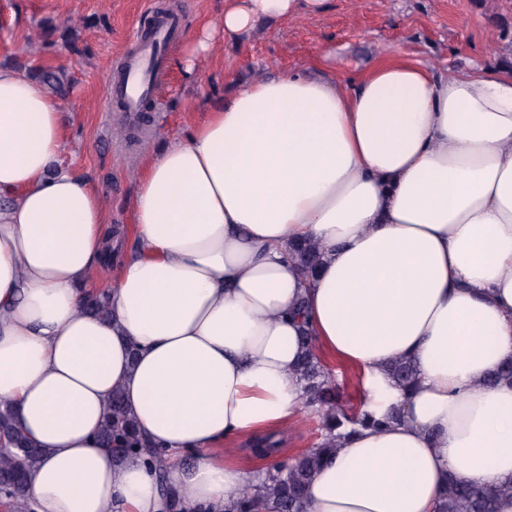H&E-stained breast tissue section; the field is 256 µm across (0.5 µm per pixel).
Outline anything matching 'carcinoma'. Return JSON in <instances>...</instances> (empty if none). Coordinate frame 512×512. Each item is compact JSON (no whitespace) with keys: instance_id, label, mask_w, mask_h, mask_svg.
I'll use <instances>...</instances> for the list:
<instances>
[{"instance_id":"carcinoma-1","label":"carcinoma","mask_w":512,"mask_h":512,"mask_svg":"<svg viewBox=\"0 0 512 512\" xmlns=\"http://www.w3.org/2000/svg\"><path fill=\"white\" fill-rule=\"evenodd\" d=\"M29 76L42 80L56 95L64 97L70 93V86L63 77L52 72L31 70ZM291 257L296 259L305 273L311 274L321 262V248L316 242L305 240L293 246ZM84 311L100 319L108 318L105 291L91 292ZM301 341L307 345V353L300 360L299 375L304 385L305 404L320 419V441L315 447L278 462L275 471L266 477L262 491H257L250 484L242 486L237 492L232 512H301L306 488L334 452L336 438L375 424L366 412H349L339 403L338 386L331 370L324 364L315 340L307 333L301 337ZM389 372L404 389L415 381L417 375L415 364L408 359L394 361ZM100 440L103 448L116 462L130 455L146 456V463L154 468L159 482L166 483L167 475L161 453L154 450L156 444L138 430L118 393L112 394L109 415ZM283 443V435L274 432L255 438L251 446L264 454L277 453ZM43 455L44 449L35 447L29 441L16 425L9 405L1 402L0 496L9 512H31L26 495V474ZM498 497L497 489L459 484L450 477L438 512H496Z\"/></svg>"}]
</instances>
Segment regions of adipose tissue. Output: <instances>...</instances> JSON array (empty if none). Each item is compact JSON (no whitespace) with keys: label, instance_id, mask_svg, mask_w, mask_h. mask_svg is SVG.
Wrapping results in <instances>:
<instances>
[{"label":"adipose tissue","instance_id":"ef3b65f1","mask_svg":"<svg viewBox=\"0 0 512 512\" xmlns=\"http://www.w3.org/2000/svg\"><path fill=\"white\" fill-rule=\"evenodd\" d=\"M328 0H224L183 53L240 43ZM315 63L235 87L140 161L136 245L112 265L98 188L62 167L70 125L0 68V402L45 454L33 512H229L249 474L225 440L304 411L303 331L400 421L337 442L307 512H437L448 480L512 482V68L385 56L347 79ZM317 241L306 279L289 246ZM111 274L109 317L83 310ZM418 369L401 390L387 367ZM120 393L162 446L166 498L99 434Z\"/></svg>","mask_w":512,"mask_h":512}]
</instances>
